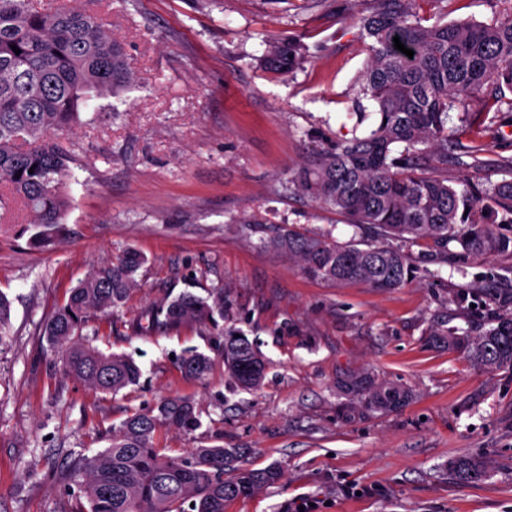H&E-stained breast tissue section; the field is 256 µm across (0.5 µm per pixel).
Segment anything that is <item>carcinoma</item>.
<instances>
[{
    "mask_svg": "<svg viewBox=\"0 0 512 512\" xmlns=\"http://www.w3.org/2000/svg\"><path fill=\"white\" fill-rule=\"evenodd\" d=\"M426 0H381L362 19L369 57L362 75L376 103L377 118L364 136L336 143L314 167L297 176L299 187L336 209L367 238L340 243L282 225L253 227L260 247L285 255L308 274L334 283L362 281L373 288H401L409 281L411 247L425 240L430 256L458 268L463 253L488 258L509 251L512 238L499 235L486 216L512 214V182L484 196L448 184V112L463 98L489 86L512 89V11L491 24L475 21L430 24L420 15ZM414 51L395 49L393 37ZM20 53H15L12 46ZM297 38L274 39L264 69L285 75L299 63ZM143 88L123 44L104 16L78 0L46 8L40 0H0V209L19 201L34 232L29 245L49 251L67 236L68 184L74 162L62 138L80 123V108L96 98H116ZM403 149V156L393 157ZM142 254L128 249L89 273L44 328L49 348L64 373L101 393L117 394L139 382L140 365L124 353H103L84 337L92 313H114L141 288ZM207 297L183 292L164 297L132 321L140 333H170L189 325L216 324L224 317V293ZM496 311L476 336L457 328L436 331L444 346L461 350L484 370L512 368V299L487 294ZM224 374L243 391L258 389L267 360L244 334L230 329L221 346ZM209 355L196 349L182 359L184 372L202 379ZM347 394L369 410L393 412L411 400L408 388L367 372L342 382ZM201 426L192 401L167 398L153 409H138L112 427L108 446L77 455L76 512H226L228 503L277 484L280 467L254 469L248 449L222 445L195 448L178 456L162 453L161 429L193 431ZM459 483L485 479L492 461L460 456L451 462Z\"/></svg>",
    "mask_w": 512,
    "mask_h": 512,
    "instance_id": "obj_1",
    "label": "carcinoma"
}]
</instances>
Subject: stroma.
<instances>
[{"label":"stroma","mask_w":512,"mask_h":512,"mask_svg":"<svg viewBox=\"0 0 512 512\" xmlns=\"http://www.w3.org/2000/svg\"><path fill=\"white\" fill-rule=\"evenodd\" d=\"M107 12L131 64L146 81L113 111L98 99L64 144L77 158L65 217L68 236L51 251L28 244L26 212L0 219V292L11 302L0 341V512H71L74 454L107 445L128 410L165 397L190 399L199 429L161 432L166 454L201 446L251 449L250 462L284 470L281 482L233 502L227 512H512V370L478 369L432 333L485 327L487 292L512 294V250L461 258L460 270L412 248L410 282L382 290L338 285L305 274L288 257L259 248L253 221L288 224L340 242L362 232L302 192L296 173L320 151L369 128L376 107L363 91L368 59L361 18L380 0H85ZM506 0H426L430 20L491 23ZM297 38L298 67L265 71L272 38ZM498 110L489 91L450 113L449 155L484 129V165L448 163L449 184L475 193L512 181V89ZM146 262L142 283L115 314L91 315V345L139 363L137 385L118 394L67 377L44 325L69 288L125 248ZM229 285L217 326L166 335L132 334L129 321L186 288L204 296ZM467 291L464 301L456 294ZM242 331L269 362L255 391L232 388L220 345ZM205 352V379L181 359ZM365 370L409 387L404 409L363 408L337 383ZM462 455L495 466L484 480L458 484L449 467Z\"/></svg>","instance_id":"obj_1"}]
</instances>
